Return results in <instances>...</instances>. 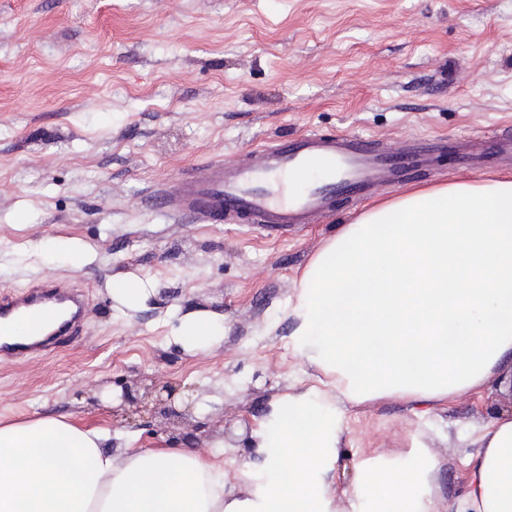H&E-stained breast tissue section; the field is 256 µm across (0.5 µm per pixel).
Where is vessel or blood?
Returning a JSON list of instances; mask_svg holds the SVG:
<instances>
[{
	"mask_svg": "<svg viewBox=\"0 0 512 512\" xmlns=\"http://www.w3.org/2000/svg\"><path fill=\"white\" fill-rule=\"evenodd\" d=\"M426 161L424 144L413 137L398 147L362 135L287 136L245 159L202 167L153 202L197 224H312L334 211L337 197H361L382 182L406 183ZM46 309L59 313L51 328L34 341L0 342L1 361L77 339L86 302L76 289L51 278L23 291L0 292V326Z\"/></svg>",
	"mask_w": 512,
	"mask_h": 512,
	"instance_id": "vessel-or-blood-1",
	"label": "vessel or blood"
}]
</instances>
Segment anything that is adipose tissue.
<instances>
[{
	"mask_svg": "<svg viewBox=\"0 0 512 512\" xmlns=\"http://www.w3.org/2000/svg\"><path fill=\"white\" fill-rule=\"evenodd\" d=\"M290 345L320 372L255 430L261 468L188 448L113 457L110 429L0 421V512H442L439 460L376 448L341 485L352 407L401 402L416 420L512 385V174L403 192L325 242L287 310ZM468 438L454 512H512V408Z\"/></svg>",
	"mask_w": 512,
	"mask_h": 512,
	"instance_id": "adipose-tissue-1",
	"label": "adipose tissue"
}]
</instances>
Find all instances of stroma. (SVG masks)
<instances>
[{
    "instance_id": "1",
    "label": "stroma",
    "mask_w": 512,
    "mask_h": 512,
    "mask_svg": "<svg viewBox=\"0 0 512 512\" xmlns=\"http://www.w3.org/2000/svg\"><path fill=\"white\" fill-rule=\"evenodd\" d=\"M507 131L512 0H0V290L53 277L88 305L78 339L0 362V417L109 426L117 457L168 445L261 467L252 429L306 368L285 315L303 270L403 188L280 230L194 224L146 198L303 133L434 140L421 188L512 174V152L496 149ZM63 241L83 246L80 266ZM117 279L142 282L145 300L115 302ZM195 312L224 328L204 353L177 340ZM156 384L174 400L122 414L124 392ZM500 400L491 386L424 425L394 400L359 407L342 461L423 433L453 505L463 437Z\"/></svg>"
}]
</instances>
